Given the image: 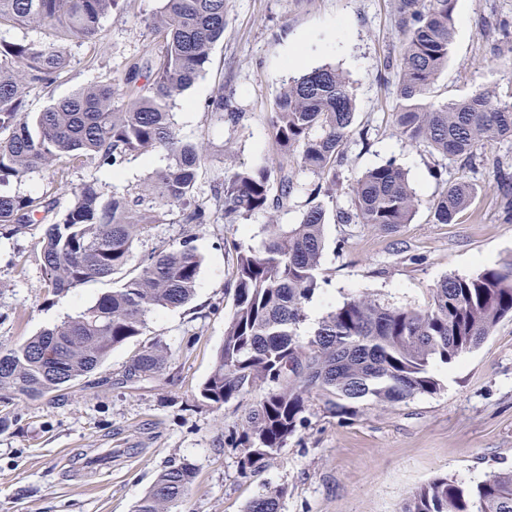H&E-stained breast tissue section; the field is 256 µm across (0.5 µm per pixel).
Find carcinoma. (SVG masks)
Masks as SVG:
<instances>
[{"instance_id": "carcinoma-1", "label": "carcinoma", "mask_w": 512, "mask_h": 512, "mask_svg": "<svg viewBox=\"0 0 512 512\" xmlns=\"http://www.w3.org/2000/svg\"><path fill=\"white\" fill-rule=\"evenodd\" d=\"M127 0H0V20L47 25L62 38L89 40L102 17L120 14ZM456 0H398L402 53L397 72L395 126L405 140L444 158L471 164L486 144L512 139V104L489 90L436 105L429 94L448 66ZM226 0H162L152 18L161 56L146 83L126 104L115 105L112 83L82 87L41 112L24 110L23 83L48 82L68 66L54 42L0 40V184L55 162L91 160L116 171L130 156L160 152L166 164L144 187L105 199L85 184L62 213L43 197L0 193V229L24 232L44 225L42 262L46 283L65 293L120 274L119 285L74 317L23 343L0 350V391L38 399L68 389L92 374L113 349L142 336L157 310L194 297L202 257L184 241L152 252L126 272L135 241L159 222L162 207L179 209L185 224H210L213 214L196 199L202 147L176 133L171 107L205 72L213 46L224 39ZM207 111L237 124L224 111V94ZM355 98L348 77L323 65L284 84L274 99L270 124L284 157L318 179L314 196L335 198L345 189L344 223L373 224L393 232L412 222L419 198L395 162L375 166L348 185L337 168L352 132ZM272 168L235 170L221 180L225 224H238L270 209ZM280 197L295 188L294 174L279 177ZM465 179L445 186L432 204L438 224H455L473 204ZM330 214L310 202L297 224L270 220L258 247L236 245L232 311L224 342L202 384L201 397L224 404L256 389L264 395L243 418L238 473L249 478L270 466L304 425L316 398L333 417L348 419L369 405L393 404L438 387L432 373L482 345L512 319V260L471 276L449 275L431 289L424 308L391 307L353 295L319 321L311 337L298 331L305 305L320 287ZM167 355L155 342L143 346L125 368L128 381L159 374ZM195 472L186 463L158 474L134 512H171L189 493ZM284 487L269 490L245 512H280ZM402 512H512V470L494 471L474 484L438 476L412 494Z\"/></svg>"}]
</instances>
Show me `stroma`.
I'll return each instance as SVG.
<instances>
[{
	"label": "stroma",
	"instance_id": "stroma-1",
	"mask_svg": "<svg viewBox=\"0 0 512 512\" xmlns=\"http://www.w3.org/2000/svg\"><path fill=\"white\" fill-rule=\"evenodd\" d=\"M160 0H128L125 14L103 17L95 39L63 41L70 63L56 79L27 84L25 109L42 111L78 88L110 82L128 92L132 65H146L163 43L148 24ZM455 39L447 68L432 88L434 102L483 90L512 103V0H457ZM394 0H228L223 41L204 75L173 108L176 131L204 148L197 194L215 206L229 170L275 166L283 157L269 117L288 78L330 63L350 78L356 99L353 131L339 173L350 183L395 160L419 200L412 223L386 232L368 224L325 227L324 280L306 305L308 334L331 308L355 294L390 306H426L442 277L472 275L512 259V221L504 220L496 167L512 169V140L487 145L473 167L407 142L397 132L395 62L400 54ZM223 95L238 124L220 121L205 103ZM161 154L132 156L119 172L96 163L63 162L0 185L11 195L72 203L71 191L94 185L104 196L142 185L162 167ZM466 179L478 190L455 224L435 223L433 198L444 184ZM266 215L230 226L185 224L177 209L136 243L141 261L190 240L202 257L192 302L152 314L145 335L108 358L64 395L40 399L0 394V512H133L158 474L189 464L195 481L174 512H244L267 488L283 485L281 512H400L405 500L437 476L468 485L512 468V319L478 349L437 364L434 393L339 420L310 406L306 423L278 461L251 480L238 476L234 450L253 391L216 408L199 395L224 342L231 312L235 244H259ZM41 225L0 236V347H12L77 315L111 285L91 281L63 294L46 286ZM150 342L163 344L162 375L123 382L130 359Z\"/></svg>",
	"mask_w": 512,
	"mask_h": 512
}]
</instances>
